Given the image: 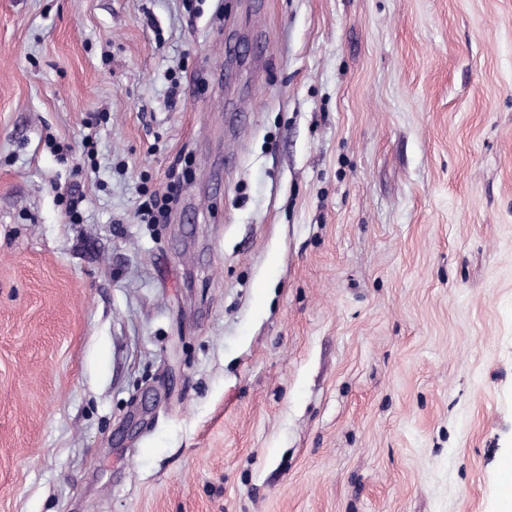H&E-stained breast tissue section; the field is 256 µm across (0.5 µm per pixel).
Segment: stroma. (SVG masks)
Returning a JSON list of instances; mask_svg holds the SVG:
<instances>
[{
    "label": "stroma",
    "mask_w": 512,
    "mask_h": 512,
    "mask_svg": "<svg viewBox=\"0 0 512 512\" xmlns=\"http://www.w3.org/2000/svg\"><path fill=\"white\" fill-rule=\"evenodd\" d=\"M508 456L512 0H0V512H498Z\"/></svg>",
    "instance_id": "obj_1"
}]
</instances>
